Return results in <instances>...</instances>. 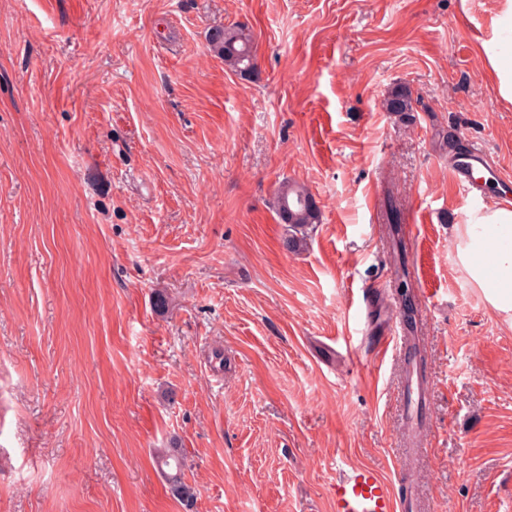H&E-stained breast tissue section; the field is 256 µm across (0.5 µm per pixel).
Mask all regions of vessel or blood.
<instances>
[{
	"label": "vessel or blood",
	"instance_id": "vessel-or-blood-1",
	"mask_svg": "<svg viewBox=\"0 0 512 512\" xmlns=\"http://www.w3.org/2000/svg\"><path fill=\"white\" fill-rule=\"evenodd\" d=\"M458 157L449 165L451 178L465 193L476 194L481 186L474 171L490 157L469 138H459ZM332 512H413L412 500L397 497L393 483L366 464H343L328 487Z\"/></svg>",
	"mask_w": 512,
	"mask_h": 512
}]
</instances>
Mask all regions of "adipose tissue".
<instances>
[{
    "label": "adipose tissue",
    "instance_id": "adipose-tissue-1",
    "mask_svg": "<svg viewBox=\"0 0 512 512\" xmlns=\"http://www.w3.org/2000/svg\"><path fill=\"white\" fill-rule=\"evenodd\" d=\"M492 39L482 52L497 94L512 103V0H500ZM459 264L489 308L512 324V208L491 202L455 227Z\"/></svg>",
    "mask_w": 512,
    "mask_h": 512
}]
</instances>
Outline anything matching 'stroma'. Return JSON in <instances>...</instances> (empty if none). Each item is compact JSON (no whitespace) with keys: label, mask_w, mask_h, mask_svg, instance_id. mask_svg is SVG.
Listing matches in <instances>:
<instances>
[{"label":"stroma","mask_w":512,"mask_h":512,"mask_svg":"<svg viewBox=\"0 0 512 512\" xmlns=\"http://www.w3.org/2000/svg\"><path fill=\"white\" fill-rule=\"evenodd\" d=\"M497 9L0 0V512H331L344 462L421 512H512V326L452 232L512 198V104L481 53ZM236 24L257 79L209 50ZM457 134L502 174L481 195L448 174ZM286 180L321 211L298 252ZM401 263L419 422L407 348L376 354ZM174 445L189 508L155 463ZM386 110L389 112H414L412 93L404 84L395 85L386 99Z\"/></svg>","instance_id":"1"}]
</instances>
